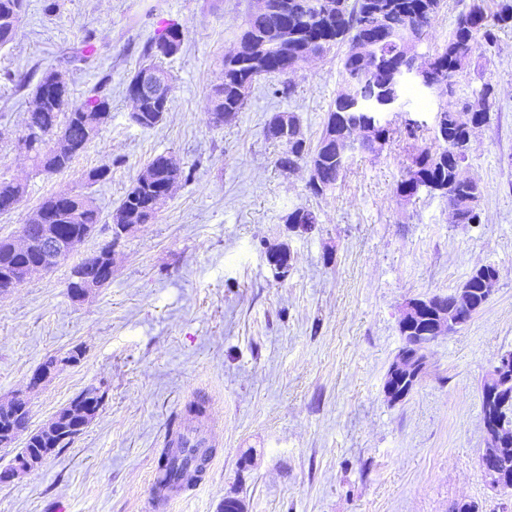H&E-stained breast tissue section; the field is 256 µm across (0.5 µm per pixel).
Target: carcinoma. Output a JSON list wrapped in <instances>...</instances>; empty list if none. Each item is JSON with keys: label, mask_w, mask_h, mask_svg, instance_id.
Listing matches in <instances>:
<instances>
[{"label": "carcinoma", "mask_w": 512, "mask_h": 512, "mask_svg": "<svg viewBox=\"0 0 512 512\" xmlns=\"http://www.w3.org/2000/svg\"><path fill=\"white\" fill-rule=\"evenodd\" d=\"M443 0H270L269 10L261 14H249L240 38L259 37L267 41L264 55L256 62L227 53L222 62L219 82L211 88L206 112L207 123L218 128L216 121L226 112L239 114L245 108L249 93H239L237 86L248 82V86L268 74L282 77L273 94L288 98L294 87L288 80L292 71L283 61L277 48V40L311 44L313 50L325 56L336 46L345 47L340 59V88L330 104L324 122L322 136L316 146L305 139L295 138L297 126L286 132L267 125L264 135L282 145L276 165L283 171L295 168L299 162H314L322 179L329 188H334L342 176L348 154H339L336 146L328 142L331 126L347 123L352 126L369 127L372 138L359 145L363 151L374 152L377 139L386 141L390 128L384 122L381 105H393L403 96L412 97V88L400 84L396 72L409 65V55L419 52L424 39L432 29L433 22L442 8ZM25 0H0V46L10 44L16 37ZM512 25V4L500 3L492 16L483 5L476 3L469 11L461 13L448 33V39L431 54L430 68L425 72L424 83L438 85L445 89L450 101L435 115L434 145L421 149L412 159L411 165L396 185L399 196L411 199L418 195L419 185L429 184L448 201V208L457 211L462 224L480 223L477 210L466 204L468 198L481 196L478 183L468 181L461 175L463 163L468 158L467 131L461 129L458 115L469 110L474 103L483 102L481 124L490 121L495 99L488 88L473 92V97L462 104L451 101L454 96L452 77L470 62L476 52L487 55L497 46L496 28ZM179 29L176 23L165 26L143 49V59L153 63L155 68L174 81L172 73L164 66V60L180 51L165 49V43L173 31ZM143 129L155 127L163 113L145 101L142 103ZM111 118V102L102 88H92L80 102L71 98L67 85L60 84L57 72L44 71L34 89V107L27 113L25 127L38 133L29 147V158L36 171L58 173L68 168L72 158L89 143L85 132L87 121L106 123ZM153 179L145 184L134 183L119 205L113 209L110 220L114 225L112 235L119 236L115 225L123 222V215H147L150 203L166 191L167 186L183 177L184 170L177 160L166 154L155 155L146 165ZM25 193L21 184L0 177V214L13 211L12 205L19 203ZM54 213V224L61 238L85 240L95 226L101 223L99 209L93 199L83 192H69L64 197L52 194L38 205L23 225L21 234L32 243L30 250L16 253L9 247V241H0V295L24 283L15 271L29 264L44 262L53 269L62 263L60 259H48L42 229L38 217L43 212ZM286 224H318L317 214L307 207H297L285 218ZM112 243H107L96 253L86 257L74 267L66 288L70 297H75L83 287L82 274H94L107 280L110 271L106 269ZM84 350L76 347L64 356H49L39 369H51L61 361L78 362ZM30 400H21L18 406L22 413L0 408V435L10 429L27 430L30 421ZM482 411L495 412L497 419L509 426L505 436L509 444L500 454L486 460L489 467L505 468L512 472V397L491 404L482 399ZM87 424L70 422L60 424L59 432L46 437L41 431L28 434L25 448H65L82 433ZM189 463L178 462L175 455L165 454L158 466L156 484L159 489H178L192 483Z\"/></svg>", "instance_id": "1"}]
</instances>
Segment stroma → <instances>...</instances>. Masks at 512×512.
I'll return each mask as SVG.
<instances>
[{
    "label": "stroma",
    "mask_w": 512,
    "mask_h": 512,
    "mask_svg": "<svg viewBox=\"0 0 512 512\" xmlns=\"http://www.w3.org/2000/svg\"><path fill=\"white\" fill-rule=\"evenodd\" d=\"M27 0L14 42L0 49V174L23 182L18 207L0 215V238L18 236L43 198L89 192L109 215L152 157L170 153L187 172L156 218L112 241L97 225L69 258L0 298V401L25 390L47 356L82 347L32 397L38 430L91 385L104 401L87 428L40 467L0 485V512H154L149 486L186 397L212 398L216 463L161 512H512V491L491 488L481 388L497 358L512 352V27L495 56L475 57L453 77L457 96L493 85L497 107L474 138L465 174L482 188L477 224H454L445 198H400L396 184L433 137L441 99L423 93L385 113L390 138L379 153L354 150L342 178L311 194L306 168L286 173L268 140L271 113L301 119L317 143L339 88L343 48L297 71L289 98L279 77L254 83L243 112L221 129L205 113L221 60L254 0ZM177 21L175 79L157 126L131 122L125 86L157 29ZM91 39V61L72 49ZM54 69L74 100L108 78L112 117L68 169L35 173L14 148L37 80ZM26 85H19V78ZM420 130L408 137L405 126ZM111 180L87 185L91 169ZM314 210L313 233L288 232L283 218ZM114 242L112 279L85 301L66 290L71 269ZM283 243L286 277L266 259ZM499 277L486 306L428 351L411 394L390 401L386 374L404 341L406 301L457 292L475 267Z\"/></svg>",
    "instance_id": "35a3bbf8"
}]
</instances>
